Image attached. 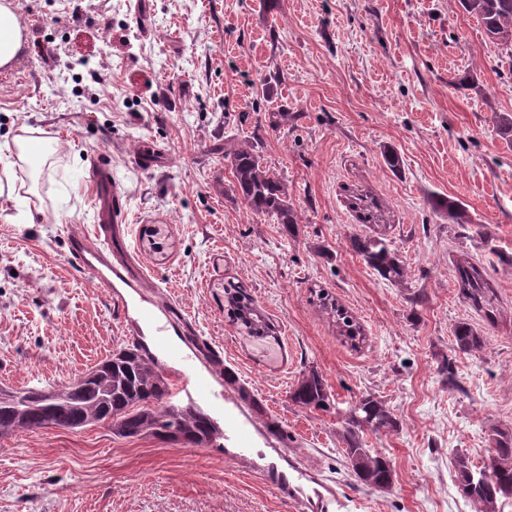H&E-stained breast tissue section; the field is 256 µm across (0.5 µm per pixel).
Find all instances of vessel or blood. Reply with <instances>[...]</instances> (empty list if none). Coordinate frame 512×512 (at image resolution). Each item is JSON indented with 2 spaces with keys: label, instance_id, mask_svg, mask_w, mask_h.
Returning a JSON list of instances; mask_svg holds the SVG:
<instances>
[{
  "label": "vessel or blood",
  "instance_id": "1",
  "mask_svg": "<svg viewBox=\"0 0 512 512\" xmlns=\"http://www.w3.org/2000/svg\"><path fill=\"white\" fill-rule=\"evenodd\" d=\"M88 182L94 190L96 228L93 238L72 239L73 261L91 274L102 288L152 287L153 282L146 273L124 259L113 245L112 227L126 223L128 211L112 176L110 163L102 158L94 159L89 167ZM139 320L147 334L154 336L157 345L164 348L174 366L171 397L203 405L209 411L223 415L228 458L244 463L262 475L278 496L295 503L300 512H340L344 501L335 486L326 483L319 488L313 487V476L300 460L289 458L281 463L274 456L257 450L253 433L241 421L236 409L226 406L223 393L207 389L195 380L194 373L201 357L168 345L171 327L168 316L143 308L139 311Z\"/></svg>",
  "mask_w": 512,
  "mask_h": 512
}]
</instances>
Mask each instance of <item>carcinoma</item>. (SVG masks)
Instances as JSON below:
<instances>
[{
	"instance_id": "obj_1",
	"label": "carcinoma",
	"mask_w": 512,
	"mask_h": 512,
	"mask_svg": "<svg viewBox=\"0 0 512 512\" xmlns=\"http://www.w3.org/2000/svg\"><path fill=\"white\" fill-rule=\"evenodd\" d=\"M459 4L477 18L488 38L512 50V0H459ZM224 158L230 160L235 191L247 208L254 214L274 218L287 231H293L296 216L288 188L264 165L257 145L246 142L224 153ZM348 201L359 220L376 222L381 205L373 195L352 193ZM437 205L455 223H470L467 213L456 201L446 197L438 200ZM353 247L384 279L394 282L404 279L405 267L398 254L390 249L384 233L357 237L353 239ZM456 274L460 293L468 304L492 318L496 295L482 267L471 262L459 263ZM224 295L229 318L247 336L278 340L274 323L253 305L241 286L227 282ZM317 297L319 306L336 318L339 336L351 348H359L365 341L360 324L328 293L321 290ZM453 335L457 349L463 353L482 347L483 337L467 322L455 324ZM84 378L83 383L72 380L54 391L0 388V437L53 427L72 429L74 422L82 419L106 423L112 433L125 438L164 439L174 434L186 445L221 447L218 440L223 438V432L217 422L193 405L181 406L169 401V383L164 369L143 345L113 351L111 357L95 365ZM292 400L303 407L327 409L328 396L322 377L312 372L303 378L292 392ZM396 427L392 411L372 397H361L349 407L344 426L347 448L343 452L348 468L361 483L373 487L390 481L393 475L387 457L365 447L363 434L369 431L379 435ZM491 436L494 454L483 464V468L491 472L490 484L464 494L479 505V512H487V505L498 490L512 486V430L495 428ZM454 466L458 487L470 485V473L476 466L464 454L455 456Z\"/></svg>"
}]
</instances>
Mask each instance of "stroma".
Returning a JSON list of instances; mask_svg holds the SVG:
<instances>
[{"label": "stroma", "instance_id": "1", "mask_svg": "<svg viewBox=\"0 0 512 512\" xmlns=\"http://www.w3.org/2000/svg\"><path fill=\"white\" fill-rule=\"evenodd\" d=\"M25 31L0 69V388L60 387L136 344L121 305L139 294L97 287L70 260V233L94 230L86 179L112 162L128 224L116 243L165 287L177 344L218 350L223 374L256 398V438L334 481L347 512H478L458 490L454 457L482 464L491 427H512V59L458 0H12ZM98 72L101 82L90 74ZM47 155L20 161L22 135ZM260 141L288 186L294 232L253 214L234 190L225 150ZM159 161L139 167L141 144ZM400 158L390 168L388 151ZM382 203L402 282L382 278L351 240L372 234L345 203L349 188ZM457 200L470 225L431 197ZM34 223L19 220L21 199ZM481 264L498 295L475 312L455 278ZM241 285L276 325L275 361L229 319L225 282ZM339 300L366 341L336 335L316 290ZM484 339L459 352L453 327ZM451 360L454 377L443 371ZM329 410L293 402L309 371ZM456 387H449V379ZM396 430L365 434L393 465L389 488L345 464L342 419L362 396ZM0 512H296L264 479L211 446L124 438L107 425L0 438Z\"/></svg>", "mask_w": 512, "mask_h": 512}]
</instances>
